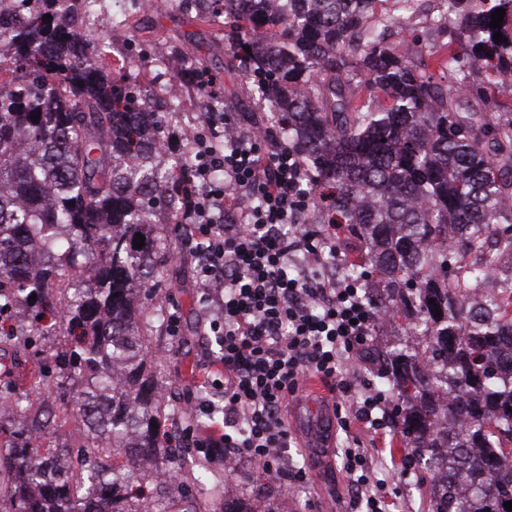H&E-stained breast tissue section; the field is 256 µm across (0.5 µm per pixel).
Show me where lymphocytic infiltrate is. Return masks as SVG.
Instances as JSON below:
<instances>
[{
	"label": "lymphocytic infiltrate",
	"instance_id": "f902f5d3",
	"mask_svg": "<svg viewBox=\"0 0 512 512\" xmlns=\"http://www.w3.org/2000/svg\"><path fill=\"white\" fill-rule=\"evenodd\" d=\"M204 132L187 140L195 152L193 188L183 201L184 237L193 244L206 331L217 345L195 406L200 425L189 427L204 458L227 450L266 476L281 474L293 438L285 423L289 397L307 376L340 391L337 426L352 424L378 434L387 426L386 396L349 371L360 362L379 318L366 299L365 282L336 275L337 227L311 225L317 206L308 170L296 152L256 126L221 112L203 117ZM237 146L224 150V134ZM224 173L223 182L211 178ZM221 413L218 423L206 416ZM365 512H391L376 489L363 448L338 452Z\"/></svg>",
	"mask_w": 512,
	"mask_h": 512
}]
</instances>
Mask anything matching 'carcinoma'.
I'll use <instances>...</instances> for the list:
<instances>
[{
  "instance_id": "carcinoma-1",
  "label": "carcinoma",
  "mask_w": 512,
  "mask_h": 512,
  "mask_svg": "<svg viewBox=\"0 0 512 512\" xmlns=\"http://www.w3.org/2000/svg\"><path fill=\"white\" fill-rule=\"evenodd\" d=\"M33 2L0 41V76L16 81L0 96V314L35 316L0 325V336H49L60 317L67 340L50 355L54 372L30 383L68 380L84 437L43 448L37 438L63 430L56 412L7 401L20 411H0V500L10 512H155L167 483L154 476L182 449L160 441L149 360L150 323L165 322L149 277L170 258L154 218L173 206L178 218L197 161L165 150V113L134 77L98 64L76 30L86 0L65 13L58 0ZM209 2L242 93L276 113L314 196L330 193L326 220L346 233L337 244L360 240L363 255L344 258L348 277L377 274L370 305L422 337L371 355L397 393L406 457L446 466L429 512H508L512 287L484 309L470 299L487 240L512 252V82L500 80L512 75V0H450L456 20L441 22L438 47L413 31L389 41L381 0ZM505 85L492 112L464 111Z\"/></svg>"
}]
</instances>
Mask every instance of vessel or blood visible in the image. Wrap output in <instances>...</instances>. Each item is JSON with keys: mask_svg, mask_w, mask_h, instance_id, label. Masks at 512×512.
Listing matches in <instances>:
<instances>
[{"mask_svg": "<svg viewBox=\"0 0 512 512\" xmlns=\"http://www.w3.org/2000/svg\"><path fill=\"white\" fill-rule=\"evenodd\" d=\"M290 423L303 440L313 468H320L333 431L324 396L314 393L297 399L291 409Z\"/></svg>", "mask_w": 512, "mask_h": 512, "instance_id": "1", "label": "vessel or blood"}]
</instances>
